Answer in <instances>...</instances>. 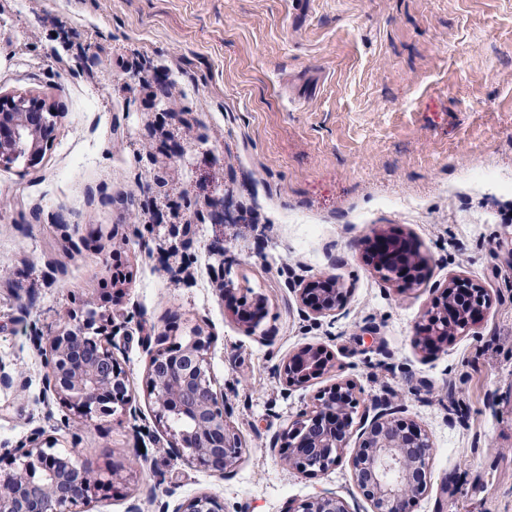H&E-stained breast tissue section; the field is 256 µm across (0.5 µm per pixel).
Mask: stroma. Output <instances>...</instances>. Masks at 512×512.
<instances>
[{"instance_id": "obj_1", "label": "stroma", "mask_w": 512, "mask_h": 512, "mask_svg": "<svg viewBox=\"0 0 512 512\" xmlns=\"http://www.w3.org/2000/svg\"><path fill=\"white\" fill-rule=\"evenodd\" d=\"M146 72L175 87L183 121L143 90ZM0 92L59 112L37 165L0 166V365L27 377L0 386L1 448L41 426L114 466L120 494L89 512H126L153 486L173 506L215 493L228 512L349 499L348 463L308 478L269 446L346 376L362 406L390 399L429 432L432 486L415 512H512V0H0ZM378 229L420 245L419 287L366 265L361 243ZM117 257L131 279L116 298L104 283ZM318 275L349 302L316 323L296 292ZM452 275L493 304L478 335L423 355L416 328ZM242 295L265 300L250 334L229 311ZM108 296L141 413L69 427L41 399L30 333ZM172 324L215 338L216 387L243 440L228 478L169 454L144 396L147 349ZM307 344L340 367L283 392L275 367Z\"/></svg>"}]
</instances>
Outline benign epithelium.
<instances>
[{"label": "benign epithelium", "instance_id": "obj_1", "mask_svg": "<svg viewBox=\"0 0 512 512\" xmlns=\"http://www.w3.org/2000/svg\"><path fill=\"white\" fill-rule=\"evenodd\" d=\"M55 105L32 94H0V164L19 160L38 163L55 141ZM365 262L382 280L400 289L414 288L428 258L417 245L390 232L366 238ZM347 289L333 275L313 277L299 290L300 309L318 317L344 308ZM492 299L487 289L461 276L427 307L415 344L432 352L475 332ZM263 301L235 315L246 331L263 315ZM210 337L198 332L187 343L171 342L150 352L146 394L157 425L171 438L170 451L227 478L242 455L233 407L213 388ZM108 324L96 313L68 312L61 328L42 349L43 395H52L86 426L121 409L137 413L128 377L115 356ZM337 367L323 346H304L276 367L283 389L304 387ZM358 406L356 384L339 380L318 390L282 436L270 440L284 462L308 476L324 474L342 462L353 433ZM373 415L359 424L358 444L350 458L353 482L372 512H414L430 488L433 445L427 431L401 416L389 403L372 405ZM59 439L35 427L11 448L0 451V512H88L101 493L115 488L107 465L82 460L58 447ZM174 512H224V500L203 491L184 499ZM289 512H354L334 493L320 494L292 506Z\"/></svg>", "mask_w": 512, "mask_h": 512}]
</instances>
